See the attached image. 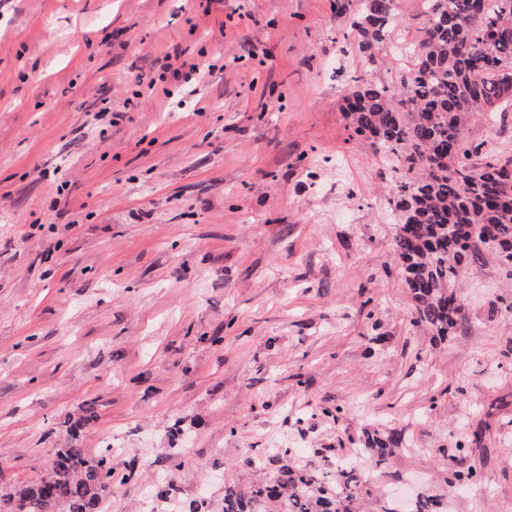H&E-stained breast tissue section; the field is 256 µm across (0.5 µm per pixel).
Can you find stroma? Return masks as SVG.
Segmentation results:
<instances>
[{
	"label": "stroma",
	"mask_w": 512,
	"mask_h": 512,
	"mask_svg": "<svg viewBox=\"0 0 512 512\" xmlns=\"http://www.w3.org/2000/svg\"><path fill=\"white\" fill-rule=\"evenodd\" d=\"M396 4L369 54L354 0H0V501L91 402L102 512H223L279 449L325 474L388 431L360 512H512V272L463 270L454 336L414 324L407 174L341 110L410 69L425 0ZM176 49L198 95L147 85ZM467 130L512 157V111ZM401 444V437L397 433H390L384 438H376L369 443V448H364L365 452H368V462L372 467H378L382 464L385 457L392 448H398Z\"/></svg>",
	"instance_id": "obj_1"
}]
</instances>
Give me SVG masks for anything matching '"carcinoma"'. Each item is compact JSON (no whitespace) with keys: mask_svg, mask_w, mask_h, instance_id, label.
I'll return each mask as SVG.
<instances>
[{"mask_svg":"<svg viewBox=\"0 0 512 512\" xmlns=\"http://www.w3.org/2000/svg\"><path fill=\"white\" fill-rule=\"evenodd\" d=\"M353 21L360 46L370 51L391 40L395 0H358ZM409 75L390 88L363 82L344 98L354 134L372 140L418 176L396 187L403 224L394 252L415 303V324L440 338L462 324L448 284L466 263L494 252L485 231L512 243V158L474 157L468 119L512 109V0H427L426 19ZM401 437L372 440L366 452L382 464ZM111 451L88 457L76 438L56 449L43 479L8 501L7 512H100L112 490ZM355 467L318 474L306 466H280L269 480L224 484V512H358ZM410 512H442L436 495L420 494Z\"/></svg>","mask_w":512,"mask_h":512,"instance_id":"carcinoma-1","label":"carcinoma"}]
</instances>
